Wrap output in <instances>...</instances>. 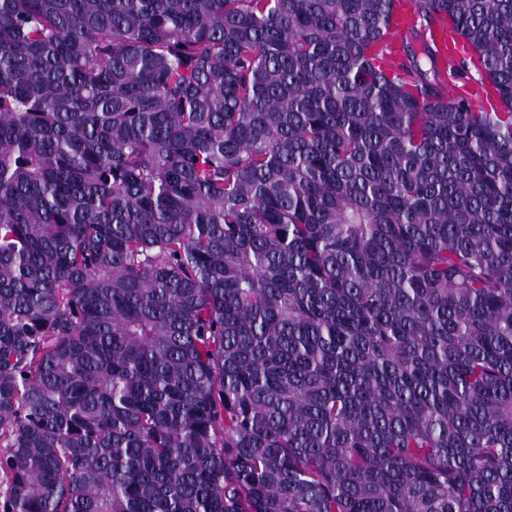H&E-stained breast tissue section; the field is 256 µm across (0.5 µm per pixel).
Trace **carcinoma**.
I'll return each instance as SVG.
<instances>
[{"mask_svg": "<svg viewBox=\"0 0 512 512\" xmlns=\"http://www.w3.org/2000/svg\"><path fill=\"white\" fill-rule=\"evenodd\" d=\"M394 2L0 0V512H512V0ZM415 23L416 19L414 17L411 4L408 2H400L397 5V10L394 14L392 25L387 37L389 49L392 50L395 59H398L401 54L400 50L403 45V41L404 44H411L414 46L418 44L413 37L405 39L409 34H411ZM428 41L436 50L437 64L441 73L444 72L448 55L454 52L453 42L448 30V22L437 20L427 32Z\"/></svg>", "mask_w": 512, "mask_h": 512, "instance_id": "1", "label": "carcinoma"}]
</instances>
